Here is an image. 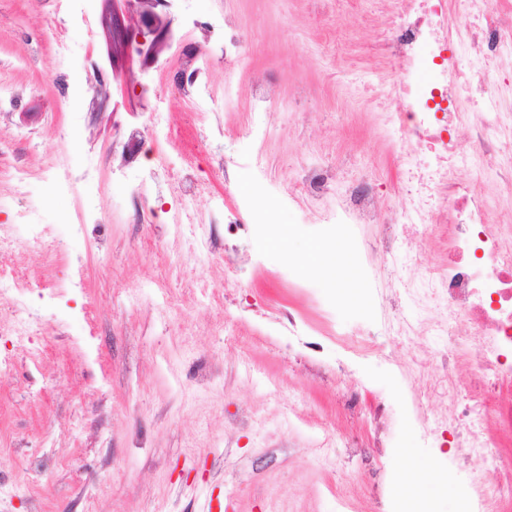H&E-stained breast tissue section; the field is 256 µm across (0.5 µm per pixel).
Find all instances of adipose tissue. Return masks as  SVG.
Listing matches in <instances>:
<instances>
[{
    "mask_svg": "<svg viewBox=\"0 0 512 512\" xmlns=\"http://www.w3.org/2000/svg\"><path fill=\"white\" fill-rule=\"evenodd\" d=\"M294 230L291 225L276 223L263 242L264 247L275 250L284 257L295 258L302 272L320 273L330 288L338 292L341 299L350 303H362L365 299L364 283L355 269L345 248L327 243L310 244L301 256H294L291 240Z\"/></svg>",
    "mask_w": 512,
    "mask_h": 512,
    "instance_id": "adipose-tissue-1",
    "label": "adipose tissue"
}]
</instances>
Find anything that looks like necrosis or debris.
<instances>
[{"label": "necrosis or debris", "mask_w": 512, "mask_h": 512, "mask_svg": "<svg viewBox=\"0 0 512 512\" xmlns=\"http://www.w3.org/2000/svg\"><path fill=\"white\" fill-rule=\"evenodd\" d=\"M375 50L384 64L379 86L398 103L399 170L405 205L387 215L388 203L371 178L337 191V166L302 168L288 194L309 210L314 224H372L383 219L376 243L385 256L388 286L403 279L398 255L416 254L429 224L443 226L448 260L420 272L412 290L420 318L398 319L397 336L436 337L443 364L411 374L417 398L444 412L419 409L423 438L451 432L456 461L481 460L462 499L467 512H506L512 505V210H494L485 182L512 193V86L489 72L512 57V0L488 8L486 0H388L377 25ZM477 60L478 70L456 69L454 55ZM479 110H460L462 98ZM469 179H462V172ZM437 308H429V300ZM467 323L469 335L457 332ZM469 368L459 377L458 364Z\"/></svg>", "instance_id": "obj_1"}]
</instances>
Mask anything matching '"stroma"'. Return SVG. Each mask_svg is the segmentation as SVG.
I'll use <instances>...</instances> for the list:
<instances>
[{"mask_svg":"<svg viewBox=\"0 0 512 512\" xmlns=\"http://www.w3.org/2000/svg\"><path fill=\"white\" fill-rule=\"evenodd\" d=\"M385 5L167 0L156 11L169 20L170 38L139 54L103 23L116 9L139 34V0H92L80 16L70 0H0V85L12 97L0 107V238L11 242L28 288L21 306L0 296V358L9 362L0 372V423L11 438L0 449V481L10 486L0 512H267L272 501L280 512H337L340 490L351 512H397L409 497L399 480L409 456L436 512H450L446 491L464 483L470 466L442 480L438 460L451 448L417 438L406 367L414 356L433 368L439 360L428 337L385 331L377 227L329 231L286 196L302 165L326 157L341 162L340 185L374 176L399 208L396 145L370 88L381 70L376 35L362 22ZM221 18L250 40L231 68ZM60 41L72 48L64 62ZM201 53L208 66L200 71ZM183 79L219 98L232 82L234 101L198 116L175 93ZM259 82L277 105L254 114ZM301 85L306 95H297ZM157 113L192 127L196 155L156 136ZM250 114L265 138L248 133ZM259 154L280 190L271 200L277 218L294 227L295 254L313 241L346 245L363 273L364 303L343 304L319 273L289 270L260 245L269 225L225 240V208L268 187L248 171ZM61 161L73 176L67 191L46 175ZM18 167L30 173L22 196L12 179ZM133 172L145 179L142 194L129 189ZM187 202L195 224L181 233L173 218ZM142 205L150 223L136 221ZM20 210L35 213L43 241L28 240L14 218ZM78 222L83 232L69 236ZM200 237L210 238L209 250L198 248ZM53 238L66 239L67 250L51 251ZM78 263L83 294L42 304L38 292ZM290 317L314 330L319 349L273 328ZM22 320L29 335H9ZM345 334L373 340L376 351L350 354L338 342ZM200 369L207 384L195 379ZM380 405L389 424L376 417ZM244 410L252 417L245 428L236 421ZM320 426L335 444L327 458L314 448ZM352 442L358 453L349 452Z\"/></svg>","mask_w":512,"mask_h":512,"instance_id":"35a3bbf8","label":"stroma"}]
</instances>
